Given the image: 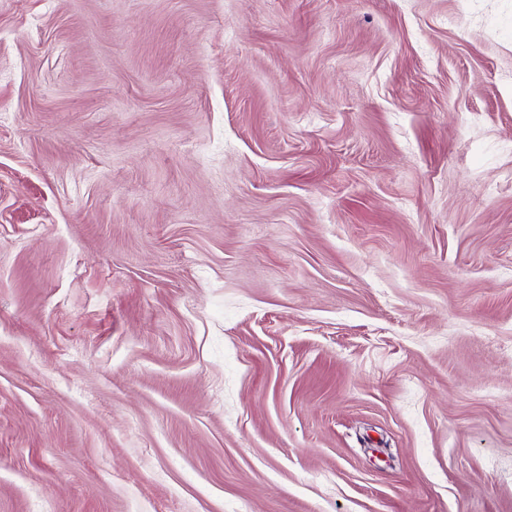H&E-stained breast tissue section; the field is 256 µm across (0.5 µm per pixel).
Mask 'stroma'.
Returning <instances> with one entry per match:
<instances>
[{"label": "stroma", "mask_w": 512, "mask_h": 512, "mask_svg": "<svg viewBox=\"0 0 512 512\" xmlns=\"http://www.w3.org/2000/svg\"><path fill=\"white\" fill-rule=\"evenodd\" d=\"M0 512H512V0H0Z\"/></svg>", "instance_id": "obj_1"}]
</instances>
